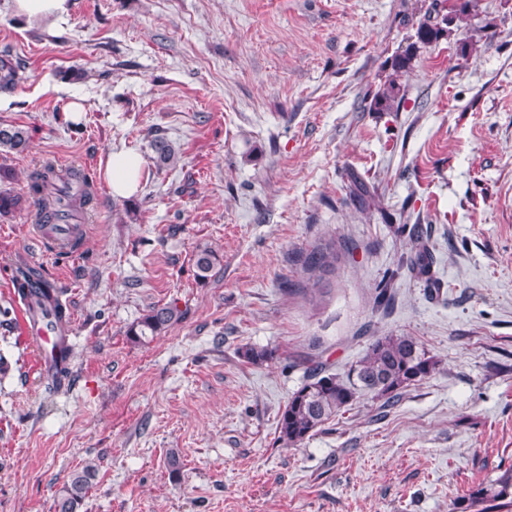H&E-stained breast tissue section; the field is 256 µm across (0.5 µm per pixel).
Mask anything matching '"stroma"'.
<instances>
[{"label":"stroma","instance_id":"stroma-1","mask_svg":"<svg viewBox=\"0 0 512 512\" xmlns=\"http://www.w3.org/2000/svg\"><path fill=\"white\" fill-rule=\"evenodd\" d=\"M424 2L72 0L42 27L0 0V51L26 68L0 126L31 135L0 151V191L24 199L48 159L98 185L62 260L27 204L0 215V512H55L89 462L82 512H452L512 469V0H478L495 34L464 54L422 46L400 111H370ZM155 134L180 147L177 167L157 166ZM118 150L143 160L126 198L101 175ZM330 241L336 271L306 299L299 257ZM200 245L222 257L204 281ZM21 264L66 299L68 392H45L22 337ZM166 303L182 320L132 343ZM387 334L416 339L435 371L279 442L305 357L343 376ZM250 346L272 359L247 362ZM182 312L172 303L154 304L127 329L133 343L145 345L181 321ZM95 476L91 463L73 470L56 493L55 512H80Z\"/></svg>","mask_w":512,"mask_h":512}]
</instances>
